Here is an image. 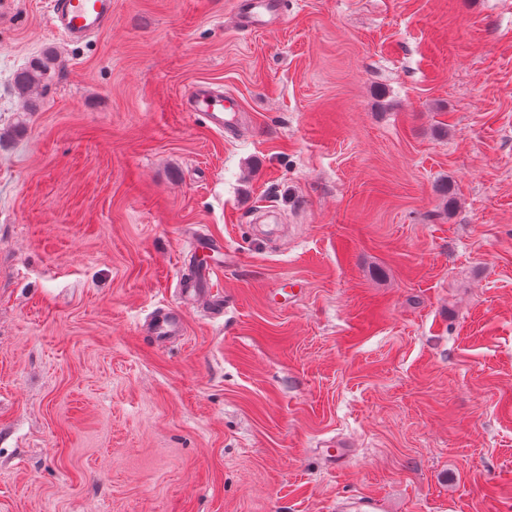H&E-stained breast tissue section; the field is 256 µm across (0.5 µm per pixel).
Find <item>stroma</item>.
Wrapping results in <instances>:
<instances>
[{
  "label": "stroma",
  "mask_w": 512,
  "mask_h": 512,
  "mask_svg": "<svg viewBox=\"0 0 512 512\" xmlns=\"http://www.w3.org/2000/svg\"><path fill=\"white\" fill-rule=\"evenodd\" d=\"M235 5L0 18V512H512V0ZM195 231L224 313L156 342ZM48 20L70 39H84L112 21V0H53ZM245 9H238L235 22L244 31L269 29L280 23L281 0H247ZM57 61L56 54L53 50H49L41 62L17 74L15 85L21 94H29L43 82V76L49 68V63L55 64ZM235 100L224 97L220 92L211 91L206 86L195 87L186 96L183 109L187 112H203L210 126L217 132H224V126L236 118ZM231 114L230 120L225 115Z\"/></svg>",
  "instance_id": "obj_1"
}]
</instances>
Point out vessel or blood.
Masks as SVG:
<instances>
[{
  "mask_svg": "<svg viewBox=\"0 0 512 512\" xmlns=\"http://www.w3.org/2000/svg\"><path fill=\"white\" fill-rule=\"evenodd\" d=\"M282 17L281 0H247L245 8L237 10L235 22L241 30L252 31L272 28L280 23ZM48 20L52 27L63 31L70 39L80 40L99 32L111 22L112 0H52ZM183 109L204 113L210 126L219 132L223 131L228 116L237 112L233 98L205 86L195 87L188 93ZM215 272L210 263H197L195 276L182 288L186 303L214 310L222 308V301L215 298L209 286ZM147 330L160 342L183 333L182 309H170L152 317Z\"/></svg>",
  "mask_w": 512,
  "mask_h": 512,
  "instance_id": "1",
  "label": "vessel or blood"
}]
</instances>
